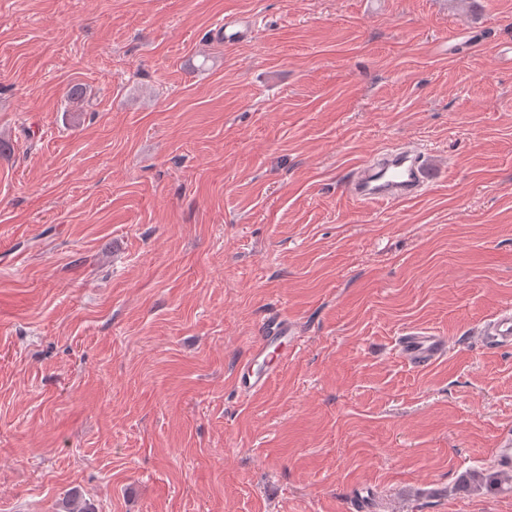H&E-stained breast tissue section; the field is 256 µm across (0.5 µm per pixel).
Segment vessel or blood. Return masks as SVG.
Listing matches in <instances>:
<instances>
[{"label": "vessel or blood", "instance_id": "obj_1", "mask_svg": "<svg viewBox=\"0 0 512 512\" xmlns=\"http://www.w3.org/2000/svg\"><path fill=\"white\" fill-rule=\"evenodd\" d=\"M256 34L253 20L225 16L209 33L213 42L237 46L251 42ZM430 180V170L420 151L409 146L376 153L368 162L346 176L344 187L357 202L378 206L418 195ZM478 334L485 347L501 349L512 346V311L504 310L483 322ZM295 327L280 312L265 314L260 336L238 363L235 383L241 393L249 394L265 388L275 369L277 357L288 354L297 343ZM397 355L416 369L430 367L448 353V340L427 328H414L399 336Z\"/></svg>", "mask_w": 512, "mask_h": 512}]
</instances>
